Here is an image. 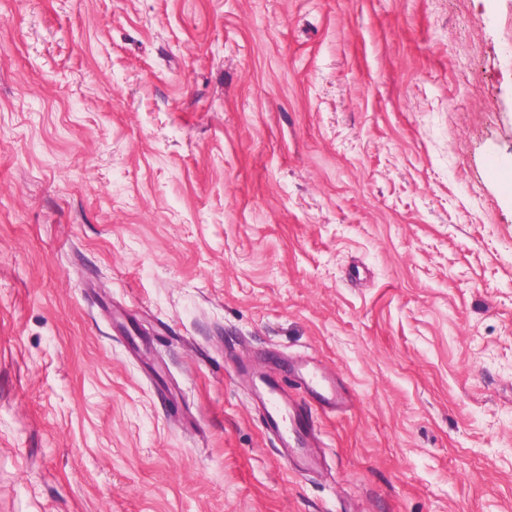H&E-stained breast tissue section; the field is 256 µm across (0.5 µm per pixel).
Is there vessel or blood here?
<instances>
[{"instance_id": "obj_1", "label": "vessel or blood", "mask_w": 512, "mask_h": 512, "mask_svg": "<svg viewBox=\"0 0 512 512\" xmlns=\"http://www.w3.org/2000/svg\"><path fill=\"white\" fill-rule=\"evenodd\" d=\"M296 377L322 409L333 412L343 406L344 394L329 372L307 368L298 371ZM255 392L266 403L265 428L275 440L279 456L298 467L313 468L316 459L307 449L316 437L310 410L289 401L277 378L263 377Z\"/></svg>"}]
</instances>
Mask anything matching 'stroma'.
I'll list each match as a JSON object with an SVG mask.
<instances>
[{
  "instance_id": "1",
  "label": "stroma",
  "mask_w": 512,
  "mask_h": 512,
  "mask_svg": "<svg viewBox=\"0 0 512 512\" xmlns=\"http://www.w3.org/2000/svg\"><path fill=\"white\" fill-rule=\"evenodd\" d=\"M0 512H512V0H0ZM294 375L325 411L333 413L344 405V394L329 372L306 368ZM255 392L266 402L265 428L275 440L279 456L303 469L313 468L316 458L307 449L317 438L311 411L288 400L279 378L263 377Z\"/></svg>"
}]
</instances>
